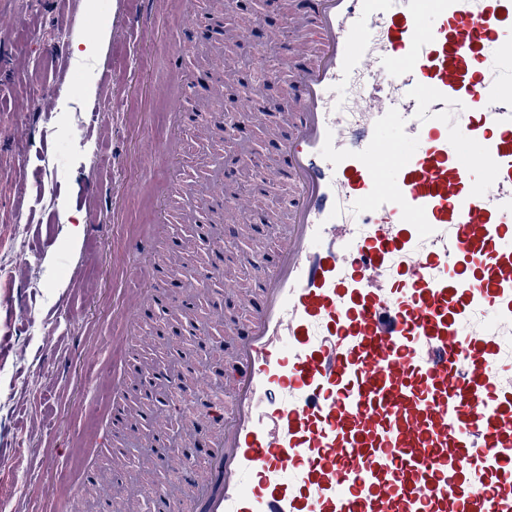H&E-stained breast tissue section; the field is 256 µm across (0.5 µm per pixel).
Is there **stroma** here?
Listing matches in <instances>:
<instances>
[{
	"label": "stroma",
	"instance_id": "1",
	"mask_svg": "<svg viewBox=\"0 0 512 512\" xmlns=\"http://www.w3.org/2000/svg\"><path fill=\"white\" fill-rule=\"evenodd\" d=\"M0 0V499L12 512H124L106 498L128 469L113 436L112 375L129 376L151 298L130 311L135 269L157 267L189 173L201 171L182 106L207 81L182 0ZM112 25L105 56L76 57V20ZM94 83L95 97L84 93ZM179 140L178 155L163 145ZM27 222H18L16 201ZM149 233L136 255L132 236Z\"/></svg>",
	"mask_w": 512,
	"mask_h": 512
}]
</instances>
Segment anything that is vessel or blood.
I'll use <instances>...</instances> for the list:
<instances>
[{
	"label": "vessel or blood",
	"instance_id": "b4317fda",
	"mask_svg": "<svg viewBox=\"0 0 512 512\" xmlns=\"http://www.w3.org/2000/svg\"><path fill=\"white\" fill-rule=\"evenodd\" d=\"M307 56L272 106L290 190L277 253L243 252L257 300L211 343L233 367L171 378L212 432L187 501L154 512H512V0H306ZM370 82L353 115L338 88ZM236 225L268 223L252 196Z\"/></svg>",
	"mask_w": 512,
	"mask_h": 512
}]
</instances>
